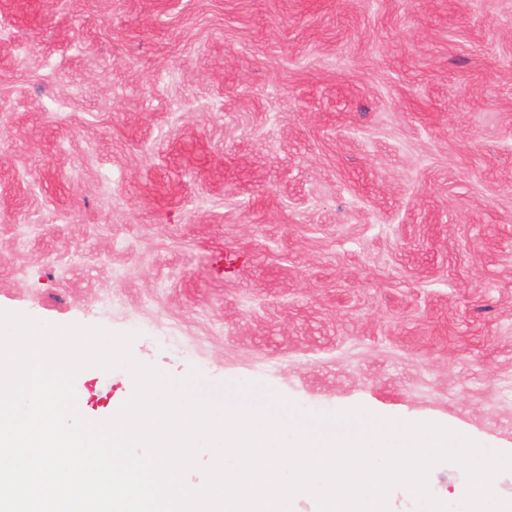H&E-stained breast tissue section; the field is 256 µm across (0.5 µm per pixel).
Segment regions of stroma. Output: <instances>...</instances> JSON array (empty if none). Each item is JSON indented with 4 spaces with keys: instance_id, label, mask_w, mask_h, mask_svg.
<instances>
[{
    "instance_id": "obj_1",
    "label": "stroma",
    "mask_w": 512,
    "mask_h": 512,
    "mask_svg": "<svg viewBox=\"0 0 512 512\" xmlns=\"http://www.w3.org/2000/svg\"><path fill=\"white\" fill-rule=\"evenodd\" d=\"M0 309L512 453V0H0Z\"/></svg>"
}]
</instances>
